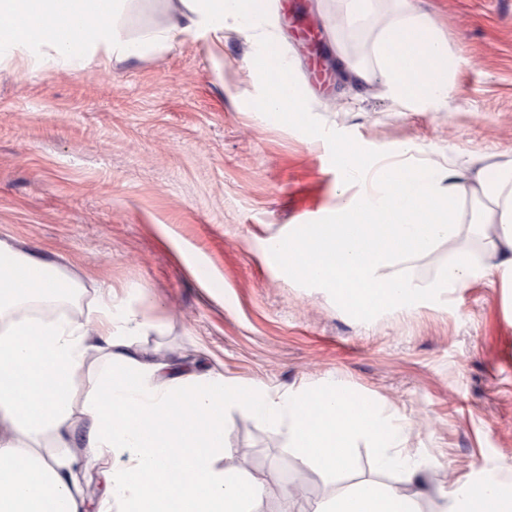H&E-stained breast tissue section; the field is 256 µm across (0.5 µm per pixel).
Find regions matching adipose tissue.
<instances>
[{"label":"adipose tissue","mask_w":512,"mask_h":512,"mask_svg":"<svg viewBox=\"0 0 512 512\" xmlns=\"http://www.w3.org/2000/svg\"><path fill=\"white\" fill-rule=\"evenodd\" d=\"M391 1L399 20L382 28L377 69L348 62L358 83L380 78L397 101L447 99L451 91L446 39L417 13L412 0ZM132 0H0V65L24 71H78L91 63L144 58L171 49L179 36L227 31L264 44L280 34L265 23L268 0H177L166 22L130 31ZM88 18L83 38L56 22ZM416 46L424 59L411 69L391 44ZM337 142L336 206L317 224L296 226L270 246L280 272L334 292L346 307L369 312L417 307L442 288H466L485 278L512 303V167L470 184L453 169L429 163L396 165L387 154ZM475 205L470 223L458 204ZM448 258L424 281L416 263L439 247ZM80 291L79 284L36 254L0 241V512H262L263 486L218 467L226 449L228 413L287 430L288 445L304 464L327 474L348 470L352 450L365 443L374 467L415 478L422 460L407 452L408 423L344 384L316 388L256 389L222 371L144 356L138 339L151 325L129 303L100 294L80 317L33 315ZM86 384L82 415L87 434L73 453V398ZM93 463L101 477L98 498L88 496L78 472ZM448 512H512V483L456 482ZM310 512H418L413 497L365 480L315 502Z\"/></svg>","instance_id":"ef3b65f1"}]
</instances>
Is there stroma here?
Returning a JSON list of instances; mask_svg holds the SVG:
<instances>
[{
	"instance_id": "stroma-1",
	"label": "stroma",
	"mask_w": 512,
	"mask_h": 512,
	"mask_svg": "<svg viewBox=\"0 0 512 512\" xmlns=\"http://www.w3.org/2000/svg\"><path fill=\"white\" fill-rule=\"evenodd\" d=\"M458 64L448 99L396 102L382 80L356 84L338 52L373 63L384 11L350 33L338 0H270L276 45L204 34L172 49L79 71L0 66V241L82 283L83 309L112 289L153 328L138 345L162 361L200 360L247 386L314 387L338 379L405 415L417 502L444 507L459 479L512 481V310L479 280L407 313L347 309L329 290L283 277L267 244L336 205L340 140L407 143L468 180L512 160V0H414ZM296 62L303 124L258 114L266 87L252 60ZM269 484L300 468L287 434L250 416L226 423Z\"/></svg>"
}]
</instances>
